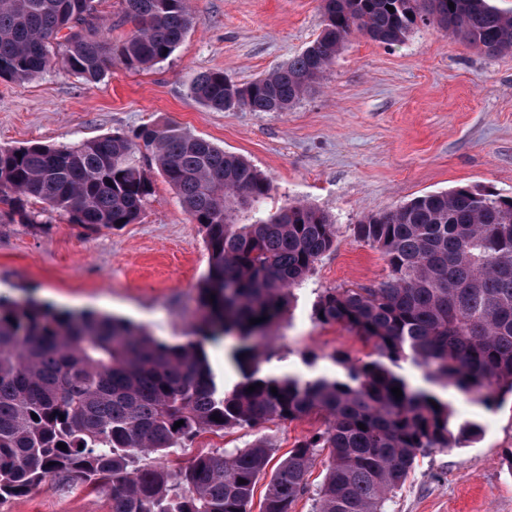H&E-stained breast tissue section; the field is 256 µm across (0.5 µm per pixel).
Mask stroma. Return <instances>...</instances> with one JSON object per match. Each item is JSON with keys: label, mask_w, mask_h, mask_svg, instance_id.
I'll return each mask as SVG.
<instances>
[{"label": "stroma", "mask_w": 512, "mask_h": 512, "mask_svg": "<svg viewBox=\"0 0 512 512\" xmlns=\"http://www.w3.org/2000/svg\"><path fill=\"white\" fill-rule=\"evenodd\" d=\"M198 20L164 62L144 70L114 62L100 82L54 65L36 78L0 80V147L74 144L168 121L243 156L272 182L274 212L293 202L335 219L336 244L316 264L272 331L266 374L338 377L343 360L371 351L336 324L315 320L329 288L385 281L388 266L353 227L429 193L473 185L512 197V52L489 56L437 25H418L388 47L353 35L316 88L285 112L210 110L192 100L193 76L224 71L246 83L302 52L321 26L320 0H191ZM139 223L88 229L44 212L37 222H0V294L93 310L185 341L208 268L199 225L161 174ZM458 421L480 425L467 446L419 455L389 512H512V396L492 408L444 391ZM323 424L311 415L261 430L207 433L180 450L244 446L257 435L285 457ZM0 512H112L108 495L45 485Z\"/></svg>", "instance_id": "1"}]
</instances>
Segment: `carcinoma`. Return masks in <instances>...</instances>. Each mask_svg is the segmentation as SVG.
Wrapping results in <instances>:
<instances>
[{
	"instance_id": "1",
	"label": "carcinoma",
	"mask_w": 512,
	"mask_h": 512,
	"mask_svg": "<svg viewBox=\"0 0 512 512\" xmlns=\"http://www.w3.org/2000/svg\"><path fill=\"white\" fill-rule=\"evenodd\" d=\"M321 11V31L302 52L245 84L202 72L191 98L221 112H286L352 35L391 47L420 22L488 55L512 51V16L490 0H321ZM196 21L190 0H122L120 25L131 30L113 41L96 0H0V80H29L58 55L88 83L117 60L151 67ZM143 149L205 232L204 315L186 342L172 343L123 318L0 296V502L55 481L110 491L112 512H249L274 451L266 437L202 450L177 468L166 458L207 432L319 414L324 427L271 473L261 512H294L322 453L314 512H387L420 454L480 431L456 424L434 390L411 386L401 363L487 407L512 393L511 197L458 186L365 216L354 233L382 252L388 279L327 289L314 316L371 345L370 360L343 361L333 380L265 375L271 329L334 247L337 228L306 204L267 212L271 182L245 158L168 123L74 145L0 147V218L31 222L32 206L43 204L92 230L137 223L153 194ZM221 336L233 338L225 356L241 376L229 391L218 388L205 351Z\"/></svg>"
}]
</instances>
